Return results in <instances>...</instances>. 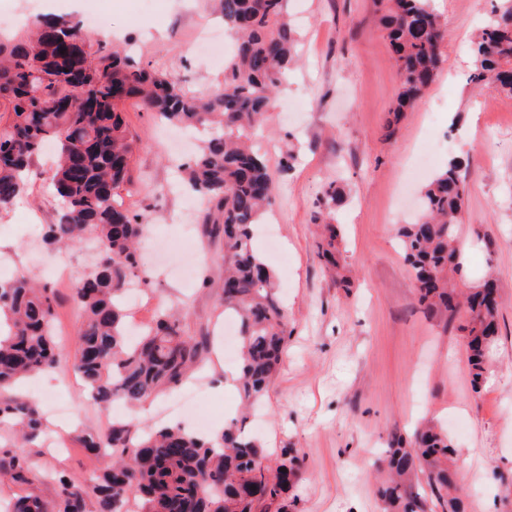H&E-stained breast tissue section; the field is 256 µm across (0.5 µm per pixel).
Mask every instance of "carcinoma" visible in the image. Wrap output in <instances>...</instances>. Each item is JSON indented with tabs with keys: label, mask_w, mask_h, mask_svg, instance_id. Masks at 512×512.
Wrapping results in <instances>:
<instances>
[{
	"label": "carcinoma",
	"mask_w": 512,
	"mask_h": 512,
	"mask_svg": "<svg viewBox=\"0 0 512 512\" xmlns=\"http://www.w3.org/2000/svg\"><path fill=\"white\" fill-rule=\"evenodd\" d=\"M216 7L236 45L224 65L223 87L206 96L185 92L166 73L141 66L132 51L102 40L87 44L78 59L60 52V36L77 37L83 30L74 16L39 18L24 39L0 33V106L9 112L0 131V211L26 191L34 158L53 142L57 155L50 180L63 207L45 237L64 247L93 249L91 273L71 289L82 317L80 351L71 369L103 408L117 402L134 407L182 384L210 345L208 337L189 334L184 320L166 311L138 340L127 336L124 294L131 282L151 280L136 249L147 219L125 209L118 193L137 147L122 117L129 98L140 99L163 122L210 131L179 169L188 190L220 214L211 233L224 236V311L240 327L235 386L244 407L266 395L288 338V314L274 292L276 273L254 248L256 228L275 199L266 159L249 134L273 110L274 93L294 58V28L287 0H216ZM382 10L399 76L394 111L406 112L417 106L439 69L444 32L430 0H386ZM505 68L512 69V0H500L498 13L478 33L470 78L495 80ZM465 189L460 164L452 160L424 187L420 218L401 225L398 237L419 303L458 323L465 334L477 391L497 339L498 306L477 303L483 283L466 298L462 317L449 288ZM319 219L329 230L322 256L333 265L336 233L324 216ZM56 303L54 288L24 275L0 282V424L19 426L27 443L47 440L48 427L37 405L10 390L67 359L53 334ZM77 442L102 458V466L82 482L58 473L53 499L28 492L10 512H87L90 498L97 512H168L174 500L182 512H263L288 493L294 486L290 476L303 467L291 449L282 450L274 465L264 464L265 449L243 419L202 435L181 424L144 427L129 416ZM415 444L386 452L378 487L385 512H424L422 476L441 512H465L448 434L427 425L417 431ZM0 478L31 486L38 475L28 454L0 448ZM249 482L261 486L264 496H241L237 487Z\"/></svg>",
	"instance_id": "obj_1"
}]
</instances>
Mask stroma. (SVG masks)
Segmentation results:
<instances>
[{"label":"stroma","instance_id":"stroma-1","mask_svg":"<svg viewBox=\"0 0 512 512\" xmlns=\"http://www.w3.org/2000/svg\"><path fill=\"white\" fill-rule=\"evenodd\" d=\"M446 30L441 67L420 104L393 117L397 66L375 21L378 0H288L296 26L298 62L274 97L300 103L294 112H272L253 139L266 154L276 190L267 219L275 228L281 263L276 294L288 312L291 334L283 362L251 430L265 447L296 450L304 476L290 491L291 512H383L373 473L378 457L396 442L410 443L417 425L432 421L448 430L460 455L458 473L468 512H512V98L491 83H470L472 42L491 16L490 0H432ZM113 31L138 49L145 66L167 71L188 93L206 95L224 83V65L200 57V37L224 30L212 0H112ZM128 130L139 139L130 179L120 190L124 206L151 216L149 238L191 233L197 273L190 285L168 268L152 270L145 302L130 316L152 323L163 307L181 312L192 335L221 336L224 296L218 267L223 238L211 234L214 206L188 211L179 183V154L170 153L155 113L138 99L123 105ZM434 152L435 169L450 160L467 167L461 214L460 270L451 277L466 293L492 277L498 289L499 337L481 391L471 387L466 342L428 312L396 238L417 210L418 190L405 187L419 153ZM51 160L41 155L31 183L9 212L0 213V269L30 272L51 281L58 295L54 331L66 355L79 347L81 310L72 281L93 261L73 249L72 276L56 279L60 252L46 245V225L57 223L61 204L48 184ZM340 202L331 209L338 234V268L318 255L321 226L314 216L328 186ZM349 285L340 287L337 274ZM233 360L212 353L191 378L202 407L217 421L236 416L238 394L225 383ZM70 410L58 418L50 402L41 410L63 432L59 448L28 447L38 481L33 491L52 498L45 472L66 470L84 479L99 459L75 443L99 433L111 411L92 404L82 381L58 370L48 375Z\"/></svg>","mask_w":512,"mask_h":512}]
</instances>
